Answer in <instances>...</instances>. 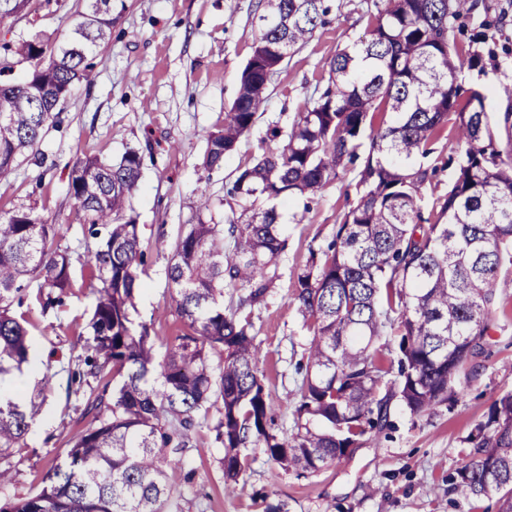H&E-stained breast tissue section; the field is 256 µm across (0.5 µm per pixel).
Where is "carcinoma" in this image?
Returning <instances> with one entry per match:
<instances>
[{"instance_id": "obj_1", "label": "carcinoma", "mask_w": 512, "mask_h": 512, "mask_svg": "<svg viewBox=\"0 0 512 512\" xmlns=\"http://www.w3.org/2000/svg\"><path fill=\"white\" fill-rule=\"evenodd\" d=\"M82 2L54 42H0L5 68L36 62L29 79L0 87V180L27 152L44 160L35 147L60 121L74 83H93L92 59L112 40V0ZM324 2L264 0L237 97L222 129L207 139L206 168L221 167L250 133L272 77L325 24ZM28 4L0 0V25ZM476 6L387 0L369 37L336 52L327 89L296 113L282 150L237 169L227 194L244 201L241 211L222 224L200 219L175 240L169 307L181 329L159 362L149 329L135 331L131 319L144 257L132 208L141 156L75 162L70 192L98 238L84 261L99 283L85 364L94 376L110 365L120 381L110 400L90 404L94 422L72 438L40 491L1 504L0 512H163L165 468L175 463L168 449L186 446L193 414L212 399L222 402L217 436L227 486L246 470L241 449L250 445L285 470L317 472L389 430L392 403L422 415L458 401L460 372L484 356L498 326V292L512 288L501 274L512 269V112L492 121L475 92L456 113V147L447 160L456 179L429 224L418 223V202L437 168L417 159L447 132L458 72L481 60L451 42ZM358 161L361 197L293 283L310 343L294 427L280 437L269 431L253 323L237 310L262 303L276 279L280 206L316 193ZM55 238L32 207L0 216V379L28 363L26 320L12 311L23 305L25 281L39 280L59 297L73 287L71 255ZM226 284L243 291L235 310L224 308ZM386 334L396 337V348L378 345ZM212 353L223 360L216 368ZM50 385L43 376L27 400L0 391V456L23 440ZM170 418L180 428L167 431ZM466 443L448 483L470 501L493 497L497 512H512V391L493 401Z\"/></svg>"}]
</instances>
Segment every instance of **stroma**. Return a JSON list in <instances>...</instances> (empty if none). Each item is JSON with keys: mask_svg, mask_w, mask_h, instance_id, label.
<instances>
[{"mask_svg": "<svg viewBox=\"0 0 512 512\" xmlns=\"http://www.w3.org/2000/svg\"><path fill=\"white\" fill-rule=\"evenodd\" d=\"M324 26L293 53L267 89L266 110L250 134L209 170L203 156L210 133L220 129L234 101L241 72L258 35L261 0H112V40L95 60L92 86L75 84L62 121L38 145L44 164L20 158L11 176L0 181V213L34 206L56 229L61 248L69 249L74 285L62 300L40 306L37 283L25 288L30 365L52 378L39 416L23 441L0 458L10 481L0 485V500L38 492L68 441L93 420L88 402L111 390V375L91 376L85 365V340L95 300L94 278L83 265L95 240L84 232L69 191V174L81 158L120 161L131 150L142 157L141 178L133 199L144 244L143 288L131 318L148 326L157 356L176 336L179 323L168 307L167 269L171 243L196 220L201 192L211 197L216 222L238 208L227 190L236 169L262 154L282 149L272 127L288 128L297 112L327 87L328 63L336 52L365 37L385 0H327ZM80 0H62L19 15L0 27V41L67 29ZM458 45H473L483 56L480 70H463L458 102L471 92L484 94L488 112L506 111L512 88V0H478V8ZM360 195L355 171L340 173L316 194L290 207L301 223L285 222V247L278 278L264 302L243 308L262 350L259 369L273 407L271 431L294 425L293 394L300 382L295 367L310 336L291 298V286L310 251L325 250L339 216ZM499 324L477 375L463 382L454 406L415 416L393 404L387 434L369 439L320 471L300 474L249 447V466L234 487L224 485V446L217 438L222 407L198 411L187 447L174 451L177 463L166 470L171 497L165 512H469L460 493L449 491L474 424L484 420L493 400L512 390V289L499 294Z\"/></svg>", "mask_w": 512, "mask_h": 512, "instance_id": "35a3bbf8", "label": "stroma"}]
</instances>
